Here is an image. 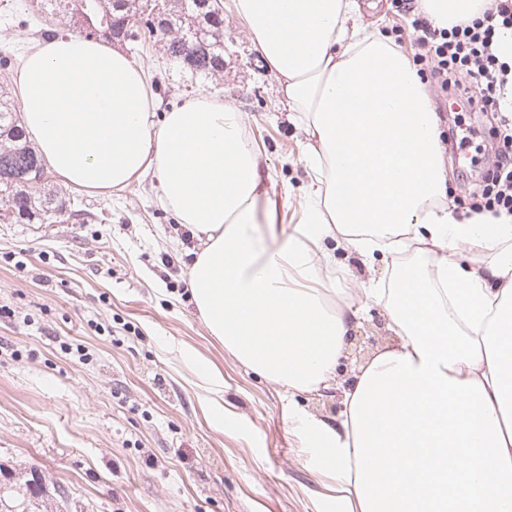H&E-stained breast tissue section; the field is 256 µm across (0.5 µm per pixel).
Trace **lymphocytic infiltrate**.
Instances as JSON below:
<instances>
[{
	"mask_svg": "<svg viewBox=\"0 0 512 512\" xmlns=\"http://www.w3.org/2000/svg\"><path fill=\"white\" fill-rule=\"evenodd\" d=\"M481 16L448 28L435 26L415 0H406L404 12L416 34L417 61L426 65L440 93L453 92L469 108L488 113L504 128L492 140V166L481 181L468 185L470 208L492 215H512V54L502 49V38L512 33V0H484Z\"/></svg>",
	"mask_w": 512,
	"mask_h": 512,
	"instance_id": "f902f5d3",
	"label": "lymphocytic infiltrate"
}]
</instances>
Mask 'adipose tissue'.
<instances>
[{
  "mask_svg": "<svg viewBox=\"0 0 512 512\" xmlns=\"http://www.w3.org/2000/svg\"><path fill=\"white\" fill-rule=\"evenodd\" d=\"M306 134L308 184L283 244L260 230L259 156L238 110L201 91L165 113L144 69L104 39L35 42L26 130L66 186L153 176L198 239L189 295L211 336L284 393L329 389L352 323L382 306L395 336L343 392L338 426L289 420L340 476L348 512H512V217L457 218L439 118L410 59L359 0H234ZM446 27L482 0H421ZM393 255L355 305L327 242Z\"/></svg>",
  "mask_w": 512,
  "mask_h": 512,
  "instance_id": "1",
  "label": "adipose tissue"
}]
</instances>
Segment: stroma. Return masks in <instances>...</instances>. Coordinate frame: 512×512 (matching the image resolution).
<instances>
[{
	"mask_svg": "<svg viewBox=\"0 0 512 512\" xmlns=\"http://www.w3.org/2000/svg\"><path fill=\"white\" fill-rule=\"evenodd\" d=\"M224 7V74L208 82L171 62L162 42L134 53L149 76L159 111L206 90L235 105L249 143L262 158L257 219L278 229L296 222L308 182L304 132L293 121L243 22ZM365 21L414 55L415 34L402 0H360ZM68 25L20 23L0 12V83L17 88V64L43 30ZM476 131L462 161L448 169V199L458 214L469 202L457 177L461 162L488 163L491 116L466 112ZM88 211L82 222H0V464L41 471L60 486L61 512H347L336 481L288 421L289 405L338 420L354 369L391 340L382 308L352 327L348 356L332 387L317 396L284 398L276 385L239 364L209 336L185 287L188 255L158 203L157 182L144 178L109 196L66 188ZM86 347L79 360L62 343ZM193 349L224 377L220 397L229 424L214 429L209 395L180 351Z\"/></svg>",
	"mask_w": 512,
	"mask_h": 512,
	"instance_id": "stroma-1",
	"label": "stroma"
}]
</instances>
